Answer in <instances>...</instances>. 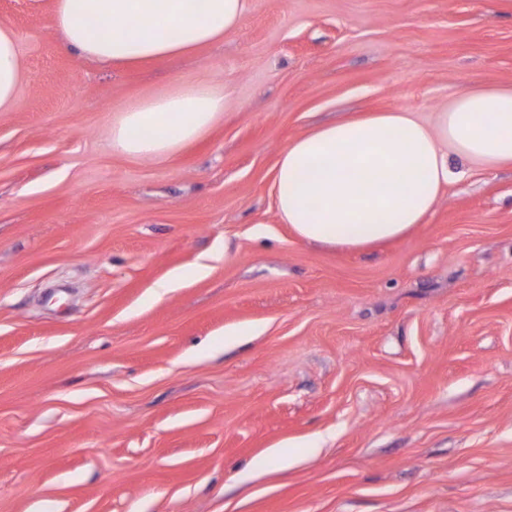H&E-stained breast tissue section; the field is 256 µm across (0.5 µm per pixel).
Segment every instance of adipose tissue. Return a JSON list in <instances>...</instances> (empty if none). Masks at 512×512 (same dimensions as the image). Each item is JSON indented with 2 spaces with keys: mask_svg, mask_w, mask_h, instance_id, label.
I'll return each mask as SVG.
<instances>
[{
  "mask_svg": "<svg viewBox=\"0 0 512 512\" xmlns=\"http://www.w3.org/2000/svg\"><path fill=\"white\" fill-rule=\"evenodd\" d=\"M251 0H54L64 46L104 63L141 65L198 50L237 28ZM24 71L0 22V112L17 103ZM224 112L207 82L129 100L112 121L115 153L164 161L209 132ZM494 168L512 163V88L461 93L436 129L401 109L352 116L288 143L276 164L280 219L304 241L360 249L406 235L453 175L443 144Z\"/></svg>",
  "mask_w": 512,
  "mask_h": 512,
  "instance_id": "ef3b65f1",
  "label": "adipose tissue"
}]
</instances>
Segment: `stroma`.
I'll return each instance as SVG.
<instances>
[{
  "label": "stroma",
  "instance_id": "obj_1",
  "mask_svg": "<svg viewBox=\"0 0 512 512\" xmlns=\"http://www.w3.org/2000/svg\"><path fill=\"white\" fill-rule=\"evenodd\" d=\"M53 4L0 0L25 72L0 112V512H512V164L449 153L422 224L362 250L300 240L274 187L318 124L432 128L512 87V0H252L145 67L80 58ZM201 79L224 93L201 140L113 152L127 100Z\"/></svg>",
  "mask_w": 512,
  "mask_h": 512
}]
</instances>
